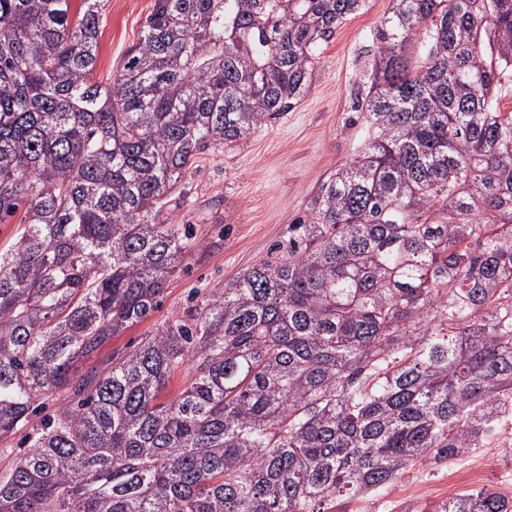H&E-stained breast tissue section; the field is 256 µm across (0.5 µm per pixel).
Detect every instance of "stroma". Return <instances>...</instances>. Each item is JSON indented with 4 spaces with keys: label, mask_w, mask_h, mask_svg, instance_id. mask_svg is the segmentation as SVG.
I'll return each instance as SVG.
<instances>
[{
    "label": "stroma",
    "mask_w": 512,
    "mask_h": 512,
    "mask_svg": "<svg viewBox=\"0 0 512 512\" xmlns=\"http://www.w3.org/2000/svg\"><path fill=\"white\" fill-rule=\"evenodd\" d=\"M155 0H107L101 23L95 79L109 85L112 73L136 45ZM390 0H368L311 64L313 79L295 107L262 126L230 150L197 155L180 184L172 223L188 225L191 244L171 277L161 305L146 319L112 338L98 352L132 347L191 301L211 298L245 269L287 253L296 223L306 215L320 184L357 156L370 128L355 109L369 80L375 31ZM490 487L512 497V428L497 444L457 463L411 469L384 491L356 502V512H401L411 503L438 502L470 489Z\"/></svg>",
    "instance_id": "stroma-1"
}]
</instances>
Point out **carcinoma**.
I'll return each instance as SVG.
<instances>
[{
	"label": "carcinoma",
	"mask_w": 512,
	"mask_h": 512,
	"mask_svg": "<svg viewBox=\"0 0 512 512\" xmlns=\"http://www.w3.org/2000/svg\"><path fill=\"white\" fill-rule=\"evenodd\" d=\"M81 2L0 0V224L26 205L0 251V439L30 428L0 512H350L512 424V0H391L372 136L288 252L79 375L160 306L192 160L294 108L366 0H155L105 88L106 3Z\"/></svg>",
	"instance_id": "obj_1"
}]
</instances>
